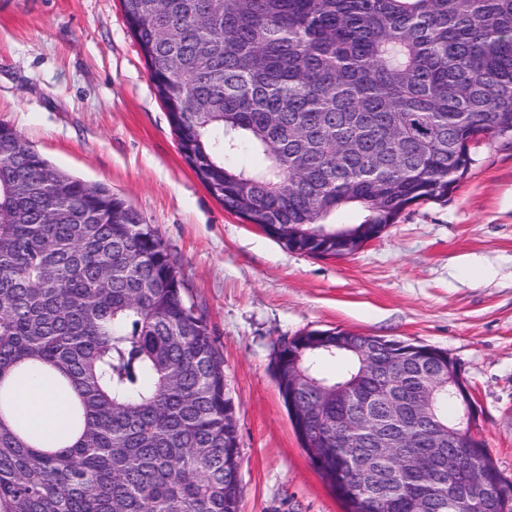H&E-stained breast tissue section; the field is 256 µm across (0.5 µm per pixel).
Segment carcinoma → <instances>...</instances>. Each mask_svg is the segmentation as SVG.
<instances>
[{
    "mask_svg": "<svg viewBox=\"0 0 512 512\" xmlns=\"http://www.w3.org/2000/svg\"><path fill=\"white\" fill-rule=\"evenodd\" d=\"M185 163L224 209L287 249L351 253L421 200L445 202L476 134L512 139V0H121ZM262 158L245 166L240 151ZM353 224L331 222L340 211ZM158 230L102 184L50 164L0 125V512H239L237 408L224 356L186 304ZM284 345L275 375L307 374L294 429L347 512H512V484L484 445L458 434L455 391L427 425L448 454L484 462L470 488L425 477L413 488L392 459L373 480L354 452L370 432L341 420L420 384L379 354L336 348L347 331ZM333 364L335 371L324 366ZM40 370L76 398L72 442H32L11 425L5 381Z\"/></svg>",
    "mask_w": 512,
    "mask_h": 512,
    "instance_id": "carcinoma-1",
    "label": "carcinoma"
}]
</instances>
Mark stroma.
Listing matches in <instances>:
<instances>
[{
  "label": "stroma",
  "instance_id": "35a3bbf8",
  "mask_svg": "<svg viewBox=\"0 0 512 512\" xmlns=\"http://www.w3.org/2000/svg\"><path fill=\"white\" fill-rule=\"evenodd\" d=\"M0 124L157 227L224 354L240 512H345L274 373L279 348L314 330L446 351L477 402L473 432L512 483V144L475 145L447 201L408 207L354 255L288 250L186 165L120 0H0Z\"/></svg>",
  "mask_w": 512,
  "mask_h": 512
}]
</instances>
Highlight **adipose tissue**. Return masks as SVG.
Listing matches in <instances>:
<instances>
[{
	"mask_svg": "<svg viewBox=\"0 0 512 512\" xmlns=\"http://www.w3.org/2000/svg\"><path fill=\"white\" fill-rule=\"evenodd\" d=\"M12 395L14 413L30 431L63 445L70 443L72 392L60 389L48 376L34 374L14 383Z\"/></svg>",
	"mask_w": 512,
	"mask_h": 512,
	"instance_id": "ef3b65f1",
	"label": "adipose tissue"
}]
</instances>
